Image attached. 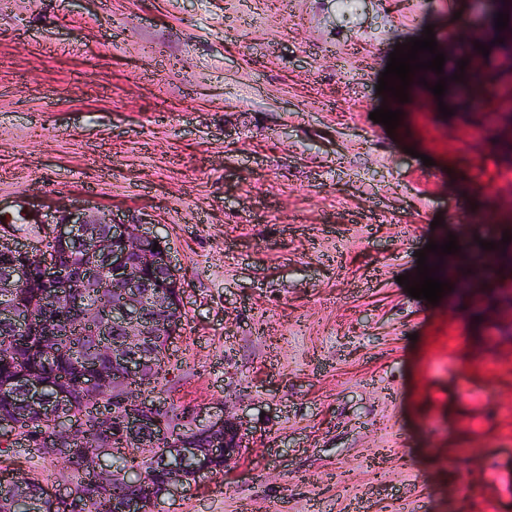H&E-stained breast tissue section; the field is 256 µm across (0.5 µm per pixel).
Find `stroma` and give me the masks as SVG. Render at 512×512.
I'll list each match as a JSON object with an SVG mask.
<instances>
[{
  "mask_svg": "<svg viewBox=\"0 0 512 512\" xmlns=\"http://www.w3.org/2000/svg\"><path fill=\"white\" fill-rule=\"evenodd\" d=\"M499 0H0V215L56 209L169 244L185 319L168 401L240 421L231 467L155 512H512V264L442 254L468 301L416 299V251L512 226V118L376 85L396 44L480 22L512 83ZM430 164H423V157ZM9 458L65 489L68 472Z\"/></svg>",
  "mask_w": 512,
  "mask_h": 512,
  "instance_id": "stroma-1",
  "label": "stroma"
}]
</instances>
